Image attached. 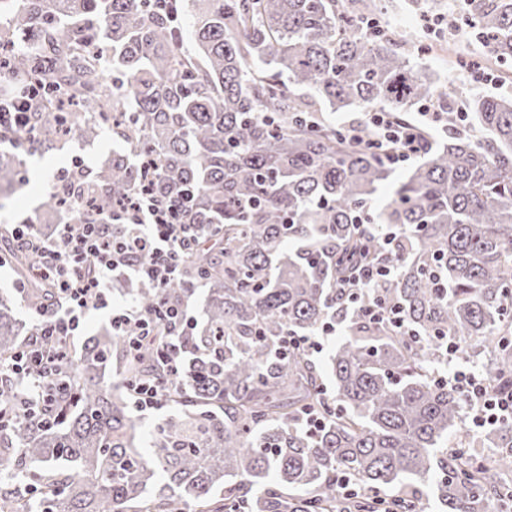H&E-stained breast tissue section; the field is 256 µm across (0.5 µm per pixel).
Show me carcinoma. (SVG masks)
I'll return each instance as SVG.
<instances>
[{"label":"carcinoma","instance_id":"carcinoma-1","mask_svg":"<svg viewBox=\"0 0 512 512\" xmlns=\"http://www.w3.org/2000/svg\"><path fill=\"white\" fill-rule=\"evenodd\" d=\"M457 7L485 60L512 67V0ZM383 15L381 0H0V99L49 83L27 113L36 150L104 129L125 144L94 176L78 174L89 191L70 223L115 219L149 179L167 193L189 188L199 238L187 262L164 294L127 293L149 309L206 289L203 325L164 346L155 337L135 360L105 328L60 361L50 408L0 423V512H379L377 494L396 486L401 512H424L406 478L431 486L442 512H509L498 471H512V422L477 439L496 457L477 452L463 395L431 370L445 335L465 357L494 351L485 377L512 386V97L439 91L384 39ZM319 100L336 111L372 105L398 122L417 104L462 107L477 129H422L423 162L394 181L367 145L370 129L349 139L319 116ZM22 165L0 151V199ZM389 183L390 200L360 223ZM386 229L395 240L384 249ZM0 238L17 280L51 300L38 233L27 244L7 228ZM380 258L394 268L383 293L414 338L367 316L373 289H356L354 302L338 291L355 261ZM332 319L345 336L325 372L305 352L278 351L283 336ZM20 334L0 298V359L20 349ZM117 355L122 385L111 387ZM156 378L177 411L144 448L128 385ZM25 383H0V405ZM304 410L324 426L307 431ZM343 475L360 496L342 498Z\"/></svg>","mask_w":512,"mask_h":512}]
</instances>
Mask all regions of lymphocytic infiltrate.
<instances>
[{"label": "lymphocytic infiltrate", "instance_id": "obj_1", "mask_svg": "<svg viewBox=\"0 0 512 512\" xmlns=\"http://www.w3.org/2000/svg\"><path fill=\"white\" fill-rule=\"evenodd\" d=\"M367 122L374 131L372 148L385 154L391 165L400 166L419 156L420 133L417 125L392 120L387 113H369ZM192 201L188 192L177 199L167 198L150 185L120 206V223L65 225L54 238L40 242V272L51 278L61 302L59 308L38 309V332L8 361L0 363V377L43 371L20 397L23 409L47 402L54 384L49 378L65 356L85 314L109 306L108 281L114 273L132 272L143 287L163 292L181 270L197 225L187 223ZM93 264L94 275H86V264ZM192 324L185 304L163 301L156 308L142 310L129 305L112 315V330L125 337L130 351H138L152 336L156 326H164L173 336L186 334ZM435 380L456 388L465 398L466 424L478 431L504 421H512V392L492 391L480 371L459 368L450 373L435 372Z\"/></svg>", "mask_w": 512, "mask_h": 512}]
</instances>
